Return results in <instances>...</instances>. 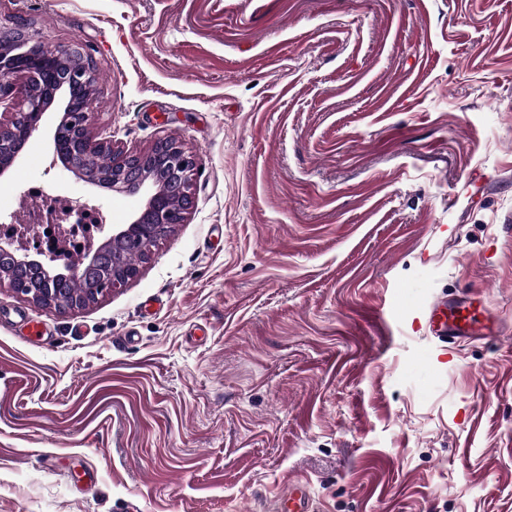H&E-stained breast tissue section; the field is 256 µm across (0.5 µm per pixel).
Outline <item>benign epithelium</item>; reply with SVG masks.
<instances>
[{
	"instance_id": "obj_1",
	"label": "benign epithelium",
	"mask_w": 512,
	"mask_h": 512,
	"mask_svg": "<svg viewBox=\"0 0 512 512\" xmlns=\"http://www.w3.org/2000/svg\"><path fill=\"white\" fill-rule=\"evenodd\" d=\"M13 29L24 33V40L15 44L13 54L0 56V106L3 113H11L8 123L0 121V174H4L18 157L21 149L17 142L27 143L41 126L43 117L52 99L42 92L45 83L54 81L57 89L89 86L94 81L95 70L91 65L92 53L88 46H79L63 54L41 44L28 46L31 40L27 20L15 18ZM22 75L25 82L18 84L14 77ZM22 99L23 108L10 112L13 101ZM93 111L80 101H64V115L61 123L69 126L66 140H61L60 127L53 133V151L50 167L62 163L64 168L79 179L99 187L110 184L117 194L137 193L147 183L156 185L144 208L137 213L130 224L115 228L105 237L101 247L87 255L85 268L90 270L100 263L102 250H112V269L108 271L110 290L124 287L139 274V268L126 263L124 255L130 239H135L138 252L146 258L154 248L173 230L185 221L192 205V181L196 169L195 154L186 151L182 145L161 140L149 150L128 153L117 150L112 141L93 142L90 138V124ZM110 156L109 167L98 169L90 164L96 156ZM26 265L28 260L16 254L13 241L0 236V284L7 283L18 296L37 305L66 313L93 303L98 296L89 299L69 294L61 295L50 287L51 279L43 280V287L33 288L27 281L5 271L7 264ZM36 267L45 272H63L71 277L81 269L71 267L68 260L53 250L43 249Z\"/></svg>"
}]
</instances>
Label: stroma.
<instances>
[{
  "label": "stroma",
  "mask_w": 512,
  "mask_h": 512,
  "mask_svg": "<svg viewBox=\"0 0 512 512\" xmlns=\"http://www.w3.org/2000/svg\"><path fill=\"white\" fill-rule=\"evenodd\" d=\"M95 47L94 139L198 173L137 278L61 314L0 288V512H512V0H0ZM0 176L124 225L145 201ZM483 302L498 341L441 343ZM41 323L44 340L30 337ZM470 306L450 304L434 305L428 320L431 332L447 343L482 336L486 339L497 340L504 332L502 324L491 327L478 325ZM267 509L272 512H318L314 497L303 483L289 484L286 495L274 496L267 501Z\"/></svg>",
  "instance_id": "obj_1"
}]
</instances>
